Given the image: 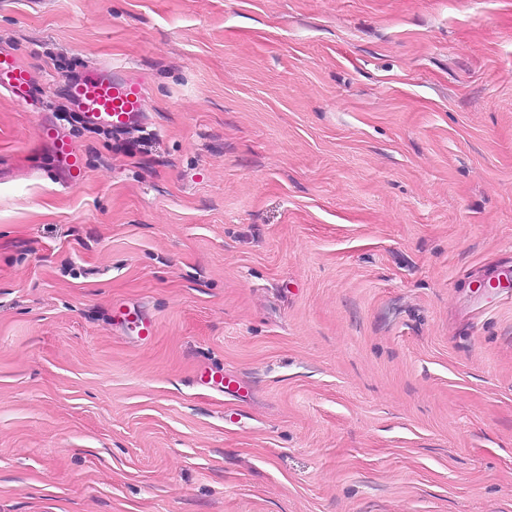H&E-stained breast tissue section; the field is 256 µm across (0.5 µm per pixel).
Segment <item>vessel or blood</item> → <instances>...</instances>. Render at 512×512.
<instances>
[{"label":"vessel or blood","instance_id":"vessel-or-blood-1","mask_svg":"<svg viewBox=\"0 0 512 512\" xmlns=\"http://www.w3.org/2000/svg\"><path fill=\"white\" fill-rule=\"evenodd\" d=\"M0 75L5 87L13 94L25 93L31 83L29 72L11 53L0 51ZM70 103L81 113L84 124L114 132L141 125L145 112V80L120 66L95 68L78 79L67 81ZM41 140L55 156L66 185L80 184L85 171L79 152L72 142L61 136L50 123H42Z\"/></svg>","mask_w":512,"mask_h":512}]
</instances>
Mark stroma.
Here are the masks:
<instances>
[{"instance_id": "1", "label": "stroma", "mask_w": 512, "mask_h": 512, "mask_svg": "<svg viewBox=\"0 0 512 512\" xmlns=\"http://www.w3.org/2000/svg\"><path fill=\"white\" fill-rule=\"evenodd\" d=\"M0 51V512H512V0H0ZM113 61L122 134L65 92ZM6 77L5 88L13 94L26 93L30 86L31 76L29 72L19 64L17 59L9 52L0 51V75ZM70 103L84 124L126 131L141 125L145 112V80L120 66L94 68L66 82ZM41 141L51 148L64 174L65 184L69 187L81 184L85 171L80 154L72 142L61 136L48 122L41 124Z\"/></svg>"}]
</instances>
